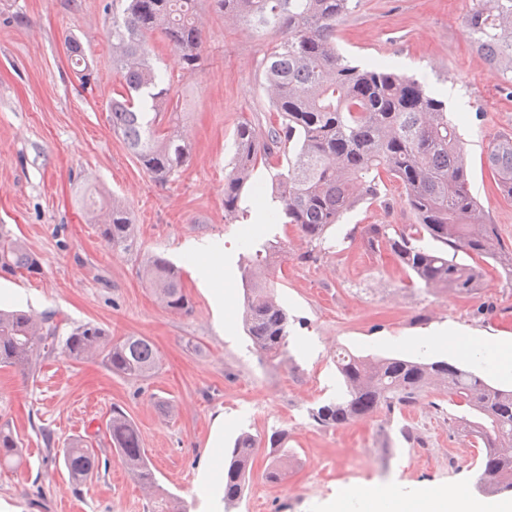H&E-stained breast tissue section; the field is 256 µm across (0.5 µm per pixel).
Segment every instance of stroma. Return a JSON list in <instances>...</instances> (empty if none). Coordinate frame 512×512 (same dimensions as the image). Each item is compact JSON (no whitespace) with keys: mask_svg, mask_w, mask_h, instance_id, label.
Returning a JSON list of instances; mask_svg holds the SVG:
<instances>
[{"mask_svg":"<svg viewBox=\"0 0 512 512\" xmlns=\"http://www.w3.org/2000/svg\"><path fill=\"white\" fill-rule=\"evenodd\" d=\"M476 0H358L338 26V52L362 65L391 59L399 73L436 89L469 154L470 185L490 221L512 246V198L495 186L485 163L490 143L512 136V86L471 45L463 19ZM205 63L186 76L180 57L162 48L153 63L179 101L192 147L189 165L158 184L114 134L108 102L119 77L112 69V0H0V225L37 253L35 278L0 276V290L20 295L18 309L56 311L69 324L87 322L112 336H144L156 346L159 371L149 379L112 374L98 363H77L55 352L36 374L0 367V423L23 444L19 468L0 469V504L10 512H151V502L110 450L113 407L137 423L159 484L206 512L197 488L205 448L227 445L239 430L264 437L280 429L294 458L287 480L267 481V449H259L252 480L235 512L259 501V512H327L349 485L413 490L453 483L473 493L477 450L457 435L462 413L439 391L398 412H380L349 427L315 425L310 409L340 390L333 357L416 356L413 336H428L429 360L467 361L449 350L442 330L459 327L489 345L512 344V284L488 274L472 295L436 292L413 281L388 252L362 242L369 224H412L402 187L386 183L376 201L357 204L330 234L316 262L298 263L307 243L289 224H265L264 242L279 241L281 258L267 281L287 307L288 353L262 360L241 323L239 265L249 255L242 225L224 218V177L232 166L235 132L245 121L268 124L261 82L264 56L277 32L256 33L216 14L208 0ZM87 40L90 82H82L66 39ZM93 188L126 205L134 224L130 247H112L86 220L80 196ZM221 245L224 296L196 280L182 253L190 241ZM159 255L181 267L193 311L161 308L137 270ZM174 413L167 414L163 405ZM223 428H216V417ZM89 440L107 467L80 490L54 463L55 450L76 437Z\"/></svg>","mask_w":512,"mask_h":512,"instance_id":"1","label":"stroma"}]
</instances>
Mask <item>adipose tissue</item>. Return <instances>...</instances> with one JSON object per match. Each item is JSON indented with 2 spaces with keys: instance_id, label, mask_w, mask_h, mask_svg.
<instances>
[{
  "instance_id": "1",
  "label": "adipose tissue",
  "mask_w": 512,
  "mask_h": 512,
  "mask_svg": "<svg viewBox=\"0 0 512 512\" xmlns=\"http://www.w3.org/2000/svg\"><path fill=\"white\" fill-rule=\"evenodd\" d=\"M352 504L361 506L365 512H512V498L478 500L452 484L410 494L396 486L351 485L337 496L330 512H346Z\"/></svg>"
}]
</instances>
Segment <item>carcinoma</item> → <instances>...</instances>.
Here are the masks:
<instances>
[{"mask_svg":"<svg viewBox=\"0 0 512 512\" xmlns=\"http://www.w3.org/2000/svg\"><path fill=\"white\" fill-rule=\"evenodd\" d=\"M112 69L121 90L108 103L112 131L122 137L151 177L168 182L191 158L181 131L180 113L169 82L153 66L150 38L157 36L178 52L184 72L196 74L204 63L199 0H113ZM213 10L257 32L272 29L279 42L265 56V88L276 122L262 129L242 123L235 135V156L224 183V217L239 218L241 193L256 165L284 156L272 197L260 183L252 185L255 207L271 224L297 227L311 249L297 255L317 259L316 248L360 201L375 195L386 181L399 183L416 223L369 224L364 241L384 243L394 258L426 288L470 294L482 287L483 268L457 260L463 254L486 262L512 283V247H505L498 227L486 221L468 183L467 158L459 125L448 118L446 102L418 80L399 73L388 60L362 67L336 50V31L356 0H209ZM463 26L478 54L503 80L512 83V0L479 3ZM71 61L86 63V49L74 36L67 40ZM486 165L497 189L512 198V137L492 143ZM101 238L127 247L134 225L117 200H90L87 216L97 221ZM267 257L243 269V324L253 348L270 362L288 348V309L264 279ZM39 256L26 243L0 228V275L37 276ZM141 277L156 302L180 315L193 311L179 267L150 256ZM57 313L31 314L0 309V366L33 374L40 358L61 346L76 362H94L134 380L148 379L160 367L159 354L144 336H112L85 323L59 339ZM342 390L310 411V419L328 429L349 426L386 410L415 404L429 388L458 400L467 414L459 427L481 445L475 490L485 495L512 494V389L445 360L421 361L403 356L365 358L347 350L336 354ZM112 448L130 476L153 500L157 512H187L178 497L158 484L142 448L138 425L119 406L107 422ZM287 434L273 431L262 439L242 431L224 449V509L238 505L253 472L259 448H270L264 478L288 475ZM22 453L21 442L7 424L0 425V463ZM59 463L74 487L98 475L101 461L83 439L61 449Z\"/></svg>","mask_w":512,"mask_h":512,"instance_id":"1","label":"carcinoma"}]
</instances>
